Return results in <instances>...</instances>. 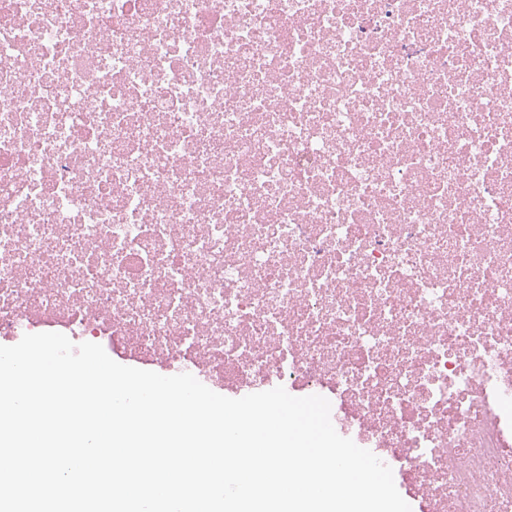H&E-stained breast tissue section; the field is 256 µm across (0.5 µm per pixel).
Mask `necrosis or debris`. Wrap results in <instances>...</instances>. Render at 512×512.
Returning <instances> with one entry per match:
<instances>
[{
  "mask_svg": "<svg viewBox=\"0 0 512 512\" xmlns=\"http://www.w3.org/2000/svg\"><path fill=\"white\" fill-rule=\"evenodd\" d=\"M44 332L512 512V0H0V340ZM104 350L106 351V353L109 355L110 358H112L114 361H116L117 363H119L121 365L153 371V372H156V373L164 375V376H171V375L179 374L176 371L170 369V367L166 363H163L160 360L142 359V361H140V362L129 361V360L121 359L120 357L113 354L107 348H104Z\"/></svg>",
  "mask_w": 512,
  "mask_h": 512,
  "instance_id": "1",
  "label": "necrosis or debris"
}]
</instances>
